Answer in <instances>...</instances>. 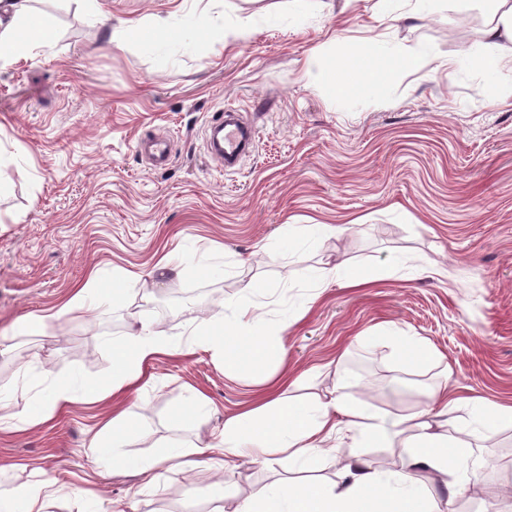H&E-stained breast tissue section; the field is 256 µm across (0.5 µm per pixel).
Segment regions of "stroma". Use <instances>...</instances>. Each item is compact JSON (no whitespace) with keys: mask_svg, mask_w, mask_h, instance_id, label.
<instances>
[{"mask_svg":"<svg viewBox=\"0 0 512 512\" xmlns=\"http://www.w3.org/2000/svg\"><path fill=\"white\" fill-rule=\"evenodd\" d=\"M55 37L0 62V417L23 396L39 423L0 427V491L51 481L87 490L86 512H213L214 495L245 498L291 477L331 487L346 458L302 466L206 463L158 469L150 484L112 468L95 441L109 409L50 405L57 382L104 377L112 344L149 323L171 349L144 370L128 403L139 433L125 456L209 439L262 386L229 372L191 329L232 319L246 288L260 325L281 339L282 397L326 399L344 378L368 410L406 416L448 383L447 418L487 466L481 494H449L424 472L439 512H512V69L490 71L484 0H423L422 17L390 25L407 0H34ZM168 16L178 42L112 38L119 20ZM247 23V40L198 27ZM415 54L417 68L345 97L329 93L330 60L371 66L372 41ZM257 129L235 167L206 148L212 112ZM170 132L167 169L132 145ZM324 225L315 234L311 225ZM178 277L151 278L161 259ZM340 278H331L332 269ZM125 281L122 303H73L96 281ZM357 286H348V279ZM46 320L36 336L13 331ZM411 336L433 359L393 349ZM207 411L169 415L188 392Z\"/></svg>","mask_w":512,"mask_h":512,"instance_id":"35a3bbf8","label":"stroma"}]
</instances>
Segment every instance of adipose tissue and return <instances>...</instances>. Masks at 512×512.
Instances as JSON below:
<instances>
[{
	"label": "adipose tissue",
	"instance_id": "ef3b65f1",
	"mask_svg": "<svg viewBox=\"0 0 512 512\" xmlns=\"http://www.w3.org/2000/svg\"><path fill=\"white\" fill-rule=\"evenodd\" d=\"M31 2L0 0V61L30 50L33 41L52 40V30L34 12ZM414 64V55L405 50L380 55L371 68L348 62L344 65L347 77L330 83L329 91L343 95L388 81L398 70ZM188 343L219 346L228 370L264 381L269 380L271 369L283 355L280 340L260 334L252 305L238 306L232 324L217 320L195 327ZM166 349V343L148 325H141L122 341L113 343L109 376L76 384L59 382L53 402L59 405L81 400L97 404L127 395L139 387L144 364ZM340 414L349 419V450L396 441L406 450L404 464L382 474L361 473L333 488L315 483L301 486L287 480L276 493L262 491L239 502L234 512H431V502L415 488L419 472H449L454 484L465 486L477 478L482 468L467 442L450 433L447 423L438 420L433 409L397 419L370 412L340 394L312 405L277 399L246 409L226 419L223 429L208 442L187 440L177 450L152 459L133 460L120 453L138 430L137 419L130 410L114 412L100 435L114 447L113 466L133 467L147 476L161 467L186 466L194 457H206L215 466L220 464L222 455L236 454L242 448L249 449L258 459L281 457L291 463H305L324 452L327 440L337 431L336 417Z\"/></svg>",
	"mask_w": 512,
	"mask_h": 512
}]
</instances>
